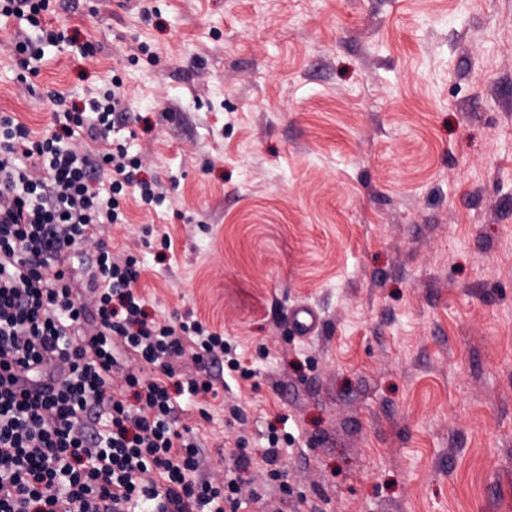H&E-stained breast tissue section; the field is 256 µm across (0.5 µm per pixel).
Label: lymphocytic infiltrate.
Wrapping results in <instances>:
<instances>
[{
    "mask_svg": "<svg viewBox=\"0 0 512 512\" xmlns=\"http://www.w3.org/2000/svg\"><path fill=\"white\" fill-rule=\"evenodd\" d=\"M54 0H0V17L26 23L8 49L27 83L45 49L65 41L43 26ZM124 81L112 75L87 104L48 97L51 118L35 134L0 113V512H240L237 482L202 475L194 438L180 430V398L213 390V366L234 371L220 334L201 322L149 319L134 258L100 242L86 290L73 288L68 256L99 225L126 221L124 202L159 204L158 183L119 133ZM81 133L85 148L71 147ZM142 374L112 387L125 357ZM192 357L197 376L176 380Z\"/></svg>",
    "mask_w": 512,
    "mask_h": 512,
    "instance_id": "1",
    "label": "lymphocytic infiltrate"
}]
</instances>
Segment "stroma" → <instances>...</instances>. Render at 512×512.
<instances>
[{
	"instance_id": "1",
	"label": "stroma",
	"mask_w": 512,
	"mask_h": 512,
	"mask_svg": "<svg viewBox=\"0 0 512 512\" xmlns=\"http://www.w3.org/2000/svg\"><path fill=\"white\" fill-rule=\"evenodd\" d=\"M47 22L75 41L26 85L0 20V113L37 132L48 93L123 78L165 200L100 233L150 317L241 364L181 416L204 477L242 437L240 496L271 512H512V0H80Z\"/></svg>"
}]
</instances>
